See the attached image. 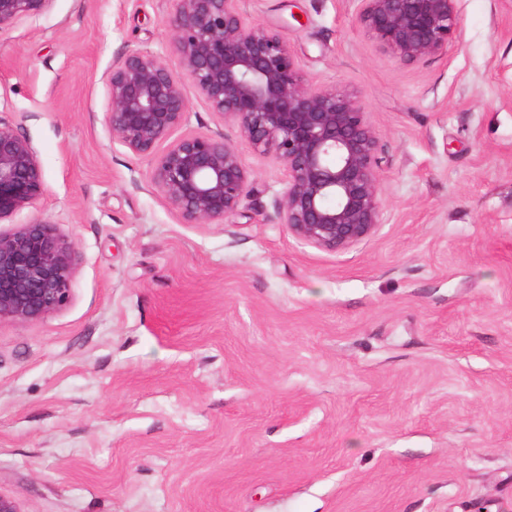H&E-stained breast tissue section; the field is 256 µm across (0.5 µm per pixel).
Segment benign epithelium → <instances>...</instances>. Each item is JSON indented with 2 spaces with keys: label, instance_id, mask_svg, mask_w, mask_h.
<instances>
[{
  "label": "benign epithelium",
  "instance_id": "7a95c632",
  "mask_svg": "<svg viewBox=\"0 0 512 512\" xmlns=\"http://www.w3.org/2000/svg\"><path fill=\"white\" fill-rule=\"evenodd\" d=\"M52 0H0V30ZM170 39L211 109L255 150L282 161L280 223L298 240L343 252L372 237L381 199L376 133L355 93L309 83L273 30L247 22L236 0H174ZM456 0H360V21L404 61L443 52L458 33ZM103 122L133 154L154 158L151 181L186 224H221L247 194L248 176L223 134L170 140L189 112L181 82L160 58L133 51L106 75ZM170 141L155 155L157 147ZM33 145L0 120V321L63 310L76 274L73 243L55 224L15 217L45 192Z\"/></svg>",
  "mask_w": 512,
  "mask_h": 512
}]
</instances>
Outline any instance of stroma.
<instances>
[{"instance_id":"35a3bbf8","label":"stroma","mask_w":512,"mask_h":512,"mask_svg":"<svg viewBox=\"0 0 512 512\" xmlns=\"http://www.w3.org/2000/svg\"><path fill=\"white\" fill-rule=\"evenodd\" d=\"M377 135L380 226L330 253L277 216L285 165L216 116L173 0H52L0 30V119L75 245L69 304L0 322V493L23 512H512V0L403 61L359 0H237ZM162 58L249 193L186 224L112 140L106 74Z\"/></svg>"}]
</instances>
